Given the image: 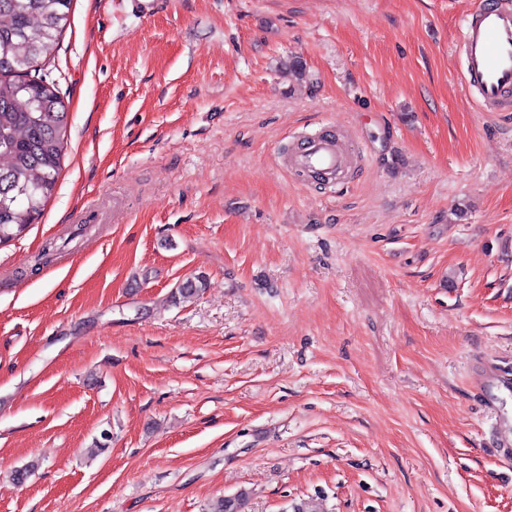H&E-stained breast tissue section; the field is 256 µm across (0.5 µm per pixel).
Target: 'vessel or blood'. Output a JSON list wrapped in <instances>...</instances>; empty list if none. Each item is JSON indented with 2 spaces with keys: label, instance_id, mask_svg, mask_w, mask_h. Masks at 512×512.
Returning <instances> with one entry per match:
<instances>
[{
  "label": "vessel or blood",
  "instance_id": "b4317fda",
  "mask_svg": "<svg viewBox=\"0 0 512 512\" xmlns=\"http://www.w3.org/2000/svg\"><path fill=\"white\" fill-rule=\"evenodd\" d=\"M463 82L483 111L512 112V0H479L456 44ZM303 171L341 181L345 158L333 135L310 138L293 156Z\"/></svg>",
  "mask_w": 512,
  "mask_h": 512
}]
</instances>
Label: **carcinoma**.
<instances>
[{
	"mask_svg": "<svg viewBox=\"0 0 512 512\" xmlns=\"http://www.w3.org/2000/svg\"><path fill=\"white\" fill-rule=\"evenodd\" d=\"M71 0H0V244L35 223L61 166L67 112L46 65ZM243 491L212 512H244Z\"/></svg>",
	"mask_w": 512,
	"mask_h": 512,
	"instance_id": "obj_1",
	"label": "carcinoma"
}]
</instances>
